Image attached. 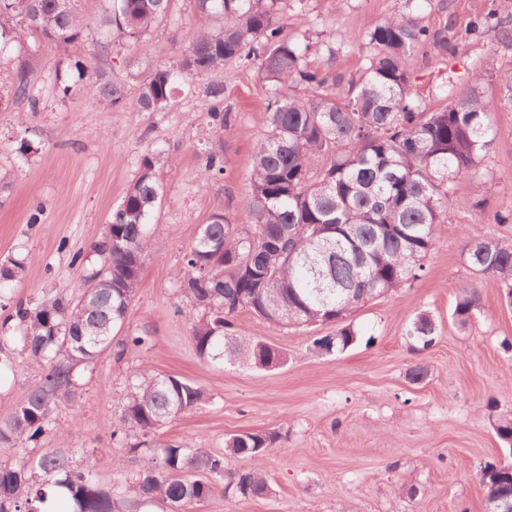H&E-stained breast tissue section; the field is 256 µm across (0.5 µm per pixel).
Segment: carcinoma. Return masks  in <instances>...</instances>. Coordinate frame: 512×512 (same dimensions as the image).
I'll list each match as a JSON object with an SVG mask.
<instances>
[{
  "label": "carcinoma",
  "mask_w": 512,
  "mask_h": 512,
  "mask_svg": "<svg viewBox=\"0 0 512 512\" xmlns=\"http://www.w3.org/2000/svg\"><path fill=\"white\" fill-rule=\"evenodd\" d=\"M104 25L138 46L168 10L169 0H109ZM206 17L224 18L216 30H202L177 67L158 66L133 101L124 86L81 61L73 64L83 90L96 100L134 112L164 109L183 75L215 72L252 57L263 80L282 88L266 108L242 200L251 223L212 213L199 225L179 276L185 299L202 310L190 338L199 357L217 365L256 369L284 362L281 351L238 331L231 317L242 309L274 331L290 326L331 325L326 347L344 350L357 336L345 324L355 309L372 301L371 289L396 291L420 277L434 249L438 225L455 201L457 183L477 178L478 163L493 144L488 114L493 101L477 76L467 90L435 111L421 107L412 92L416 52L456 54L446 30L431 31L413 15L393 16L370 33L373 52L358 80L339 93H320L336 77L310 69L284 35L281 0H197ZM56 47L78 41L83 22L72 0H0V38L15 21ZM215 86L210 118L215 141L205 157L208 176L224 172L221 134L236 115L223 106ZM160 153L148 151L120 206L105 224L110 245L100 248L101 266H85L83 288L15 304L11 318L20 353L44 370L35 385L20 391L0 417V451L16 453L0 463V512H56L60 500L70 512H140L160 503L166 512H194L215 493L257 499L272 493L261 462L276 446V431L251 430L230 436L225 452L198 448L188 440L168 442L160 429L205 401L204 390L173 375L141 370L119 406L126 454L135 464L113 459L108 484L83 463V448H40L29 443L60 431L62 406L78 404L81 371L112 349L140 285L152 248L150 219L160 198ZM466 264L473 275L494 278L512 306V238L491 233L469 237ZM25 265L0 267V285L23 279ZM480 307L478 289L464 285L453 318L465 329ZM436 323L422 314L410 335L431 345ZM141 334L121 340L119 354L147 345ZM248 462L231 471L224 454ZM479 478L486 501L512 503V465L488 462Z\"/></svg>",
  "instance_id": "1"
}]
</instances>
